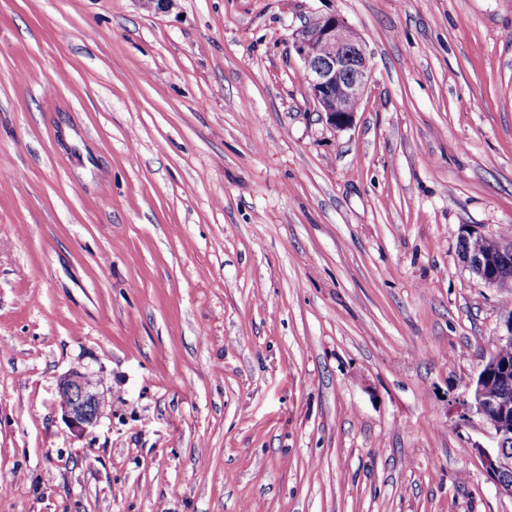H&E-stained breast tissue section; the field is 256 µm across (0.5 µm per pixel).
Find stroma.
Instances as JSON below:
<instances>
[{
  "label": "stroma",
  "mask_w": 512,
  "mask_h": 512,
  "mask_svg": "<svg viewBox=\"0 0 512 512\" xmlns=\"http://www.w3.org/2000/svg\"><path fill=\"white\" fill-rule=\"evenodd\" d=\"M318 14L372 68L342 130ZM465 230L512 239V0H0V512H512ZM316 25L298 29L292 35V48L303 63L307 89L319 112L326 114L332 129H343L358 112L349 103H361L365 95L371 77L369 59L362 38L342 17L316 16L308 26ZM322 45L328 53L317 56ZM496 339L500 346H512L511 312L503 322L498 336L490 343L493 351L505 354L509 359L501 358L493 352L490 354L476 380L467 388L461 416L467 420L477 416L491 430V446L475 445L469 451L478 457L497 490L512 497V444L507 447L509 441H512V407L502 396L503 388L509 384L508 374L510 370L512 372L509 363L512 360L511 347H498ZM508 389L511 402V384ZM504 444L506 448H503ZM58 394L64 422L72 433L81 436L97 424L104 404L98 386L87 373H68L60 380Z\"/></svg>",
  "instance_id": "obj_1"
}]
</instances>
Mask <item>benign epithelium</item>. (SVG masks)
Returning a JSON list of instances; mask_svg holds the SVG:
<instances>
[{
    "label": "benign epithelium",
    "mask_w": 512,
    "mask_h": 512,
    "mask_svg": "<svg viewBox=\"0 0 512 512\" xmlns=\"http://www.w3.org/2000/svg\"><path fill=\"white\" fill-rule=\"evenodd\" d=\"M322 45L328 53L317 55ZM292 48L303 63L310 97L326 114L333 129L348 127L358 109L349 106L361 102L371 77V68L363 40L349 24L335 14L319 16V24L301 27L292 35ZM483 248L467 252L464 263L485 284L512 288V258L499 246V239L479 236ZM512 371L509 360L490 354L463 400L462 417L480 418L491 430L492 445H475L470 453L480 460L497 490L512 497V405L502 396ZM59 403L68 429L77 436L95 426L101 416L103 399L96 383L80 370L64 376L58 387Z\"/></svg>",
    "instance_id": "1"
}]
</instances>
